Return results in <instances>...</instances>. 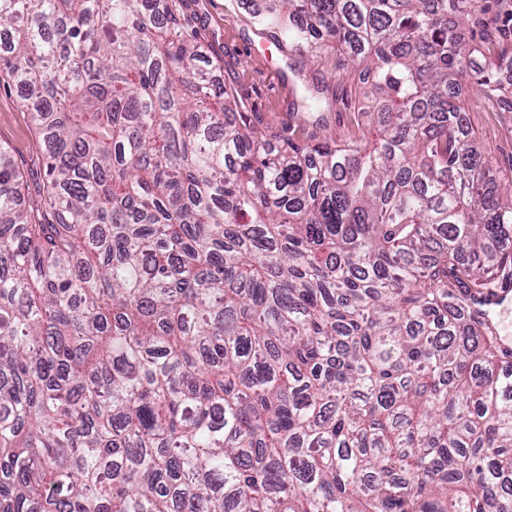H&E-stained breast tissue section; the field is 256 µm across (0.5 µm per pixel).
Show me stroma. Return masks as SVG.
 Returning a JSON list of instances; mask_svg holds the SVG:
<instances>
[{"label":"stroma","mask_w":512,"mask_h":512,"mask_svg":"<svg viewBox=\"0 0 512 512\" xmlns=\"http://www.w3.org/2000/svg\"><path fill=\"white\" fill-rule=\"evenodd\" d=\"M484 10L464 30L467 41L512 48V0H482ZM263 0H184L189 30L202 40L209 75L226 84L259 127L281 131L299 122L308 137H343L359 106L358 70L331 49L306 56L276 42L257 26L251 11ZM465 119L477 147L496 169L512 171V83L503 82L499 102L477 100L469 81L459 86ZM0 144L8 146L28 179L39 178L42 146L21 104L18 89L0 86Z\"/></svg>","instance_id":"stroma-1"}]
</instances>
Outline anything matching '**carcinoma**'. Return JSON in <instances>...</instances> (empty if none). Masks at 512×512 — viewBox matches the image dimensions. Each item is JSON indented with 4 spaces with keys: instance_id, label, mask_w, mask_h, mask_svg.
<instances>
[{
    "instance_id": "cac0c4a2",
    "label": "carcinoma",
    "mask_w": 512,
    "mask_h": 512,
    "mask_svg": "<svg viewBox=\"0 0 512 512\" xmlns=\"http://www.w3.org/2000/svg\"><path fill=\"white\" fill-rule=\"evenodd\" d=\"M181 0H0V512H512V173L472 144L512 59L478 0H269L372 74L348 138L263 130ZM0 144L10 147L16 162L24 167L30 187L40 173L43 177L41 143L22 107L20 91L7 85L0 86Z\"/></svg>"
}]
</instances>
